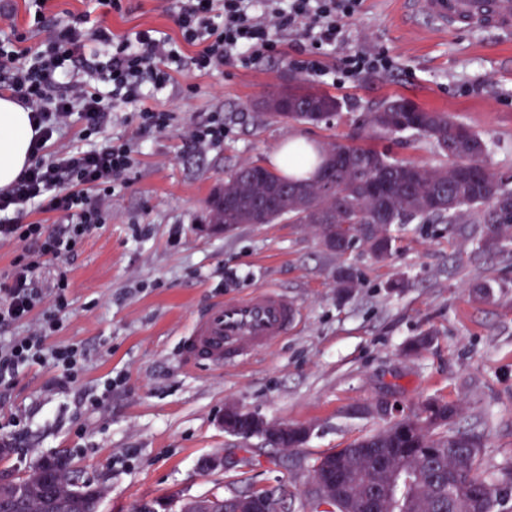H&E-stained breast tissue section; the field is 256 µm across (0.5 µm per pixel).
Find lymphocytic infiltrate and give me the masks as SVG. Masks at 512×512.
<instances>
[{
    "mask_svg": "<svg viewBox=\"0 0 512 512\" xmlns=\"http://www.w3.org/2000/svg\"><path fill=\"white\" fill-rule=\"evenodd\" d=\"M360 0H222L221 17L213 19L212 5L192 0L177 14L180 41L140 30L113 41L110 29L88 26L87 16L73 18L55 30L44 50L23 49L26 35L11 29L0 38V69H11L6 83L12 96L31 114L36 135L31 142L32 162L11 189L0 193V241H22L24 248L12 260L10 281L0 289V328L28 324L42 300L34 271L39 258H70L97 226L103 205L119 179L133 164L127 142L106 139L86 150L50 152L54 133L69 125L72 115L83 121L81 135L101 133L114 109L136 105L138 130L146 134L168 127L170 113L144 106L147 88L163 89L171 81L172 65L181 63L182 49L194 47L192 66L206 73L227 61L250 64L278 50L275 33L301 32L307 42L299 68L313 74L324 71L323 58L342 37L343 22L352 17ZM111 46L107 61L86 57L87 41ZM80 64L111 84L112 99L104 101L97 87L73 83L68 91L58 86L68 80L67 68ZM62 217L54 230L42 224H22L17 215L25 208ZM67 281H59L54 309L38 329L22 336L0 338V393L9 391L17 372L52 361L64 386L77 384L85 369V352L75 344L47 346L45 335L56 330L66 315Z\"/></svg>",
    "mask_w": 512,
    "mask_h": 512,
    "instance_id": "obj_1",
    "label": "lymphocytic infiltrate"
}]
</instances>
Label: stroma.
Masks as SVG:
<instances>
[{"label":"stroma","instance_id":"stroma-1","mask_svg":"<svg viewBox=\"0 0 512 512\" xmlns=\"http://www.w3.org/2000/svg\"><path fill=\"white\" fill-rule=\"evenodd\" d=\"M180 4L123 0L115 12L98 0H47L46 12L59 21L88 15L118 38L153 28L176 40ZM301 44L283 36L275 54L207 73L182 61L148 101L172 115L162 131L139 134L133 107L114 110L103 135L130 141L133 165L74 259L43 261L36 274L38 317L66 276L70 308L45 343L83 347L85 371L64 390L51 364L19 371L0 395V440L14 446L0 470L21 474L37 458L67 457L82 482L103 489L101 512L280 487L291 512H303L316 459L384 427L364 406L413 407L428 397L460 407L461 426L481 437L485 469L512 466V245L476 253L472 241L484 226L474 215L452 228L432 219L395 225L383 259L359 245L342 255L327 251L312 227L288 219L222 235L205 228L208 201L230 171L270 166L294 136L350 141L362 114L399 98L479 132L490 144L488 165L512 175V37L441 32L409 0H360L342 42L324 59L328 75L295 66ZM360 50L385 52L394 65L336 82L333 70ZM296 87L334 96L338 112L308 124L262 109L269 93ZM215 112L224 115L223 142L190 145L187 131ZM368 143L403 162H444L417 136L377 135ZM342 264L356 282L343 297L336 290ZM395 280L403 283L397 293L389 289ZM483 284L491 299H474L472 289ZM262 287L299 307L287 336L237 366L184 364L183 339L197 310ZM427 330L434 333L429 348L405 355L406 344ZM107 376L117 386L103 405L91 406ZM229 401L269 420L309 425L310 437L297 448H274L230 435L223 423ZM219 454L224 467L210 468Z\"/></svg>","mask_w":512,"mask_h":512}]
</instances>
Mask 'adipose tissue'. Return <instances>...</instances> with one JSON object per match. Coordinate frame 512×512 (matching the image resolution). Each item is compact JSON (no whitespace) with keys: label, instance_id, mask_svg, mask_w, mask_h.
Returning <instances> with one entry per match:
<instances>
[{"label":"adipose tissue","instance_id":"1","mask_svg":"<svg viewBox=\"0 0 512 512\" xmlns=\"http://www.w3.org/2000/svg\"><path fill=\"white\" fill-rule=\"evenodd\" d=\"M35 130L30 113L12 96H0V190L7 189L28 165Z\"/></svg>","mask_w":512,"mask_h":512}]
</instances>
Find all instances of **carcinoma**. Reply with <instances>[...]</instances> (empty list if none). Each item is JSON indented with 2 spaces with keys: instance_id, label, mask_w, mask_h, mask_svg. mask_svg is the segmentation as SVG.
<instances>
[{
  "instance_id": "carcinoma-1",
  "label": "carcinoma",
  "mask_w": 512,
  "mask_h": 512,
  "mask_svg": "<svg viewBox=\"0 0 512 512\" xmlns=\"http://www.w3.org/2000/svg\"><path fill=\"white\" fill-rule=\"evenodd\" d=\"M403 100H392L369 112L362 124L373 132H410L429 140L448 158L444 166L428 168L395 161L377 149L341 142L297 144L288 151L294 164L331 172L330 192L297 174L282 175L250 164L232 171L210 199L211 224H272L288 217L315 226L318 236L332 238L335 226L346 225L336 252L363 242L375 258L385 257L392 245L391 228L418 217H437L453 228L463 212H478L485 224L474 240L480 252L500 250L512 242V223H497L498 212L512 203V188L485 164L489 146L483 136L446 112L413 105L416 122L399 124L395 113ZM274 118L316 123L339 109L325 93L274 92L263 100ZM370 181L388 185V194L366 191ZM279 187L288 198L294 189L305 192L307 207L288 206L275 216L262 208L268 193ZM459 408L428 398L407 414V424L386 426L326 453L321 464L336 462L345 482L336 496L319 502L314 512H366L363 504L374 484L386 473L403 470L410 481L394 487L386 500L375 501L374 512H512V474L483 467L477 434L458 426ZM101 491L79 483L67 461L43 458L26 471L9 493L0 497V512H99Z\"/></svg>"
}]
</instances>
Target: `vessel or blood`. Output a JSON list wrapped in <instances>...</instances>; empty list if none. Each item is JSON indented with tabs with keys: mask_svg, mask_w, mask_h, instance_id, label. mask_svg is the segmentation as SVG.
<instances>
[{
	"mask_svg": "<svg viewBox=\"0 0 512 512\" xmlns=\"http://www.w3.org/2000/svg\"><path fill=\"white\" fill-rule=\"evenodd\" d=\"M424 18L440 30L512 34V0H418ZM298 308L276 290L215 301L195 316L183 340V360L214 368L233 366L273 347L296 322Z\"/></svg>",
	"mask_w": 512,
	"mask_h": 512,
	"instance_id": "1",
	"label": "vessel or blood"
}]
</instances>
